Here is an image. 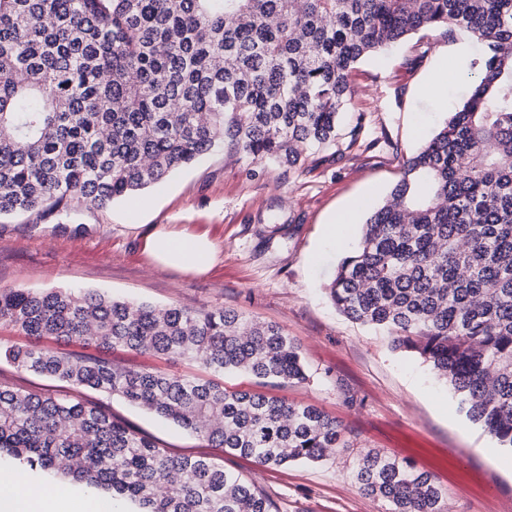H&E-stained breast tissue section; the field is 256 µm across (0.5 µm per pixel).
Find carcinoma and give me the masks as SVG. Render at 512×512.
Instances as JSON below:
<instances>
[{"mask_svg":"<svg viewBox=\"0 0 512 512\" xmlns=\"http://www.w3.org/2000/svg\"><path fill=\"white\" fill-rule=\"evenodd\" d=\"M440 28L483 47L468 94L367 215L329 297L430 365L466 418L512 453V0H0V216L103 208L218 145L297 170L305 149L336 143L364 59ZM0 324L307 379L280 326L222 307L1 288ZM2 359L118 396L262 466L349 448L313 405L38 345L1 347ZM3 450L141 512H277L224 466L171 455L76 397L0 386ZM352 477L388 512H444L435 478L387 454L366 452Z\"/></svg>","mask_w":512,"mask_h":512,"instance_id":"1","label":"carcinoma"}]
</instances>
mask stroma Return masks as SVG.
<instances>
[{
	"label": "stroma",
	"instance_id": "stroma-1",
	"mask_svg": "<svg viewBox=\"0 0 512 512\" xmlns=\"http://www.w3.org/2000/svg\"><path fill=\"white\" fill-rule=\"evenodd\" d=\"M447 70L442 93L422 86L439 60ZM476 52L467 36L426 31L388 46L352 75L355 95L347 139L308 151L301 169L264 164L215 148L136 199L105 208H50L0 217V288H84L157 306L230 308L282 327L298 344L306 381L277 385L241 372L211 375L191 358L165 359L115 346V366L176 376L217 378L245 390L314 405L335 418L350 446L315 462L263 467L225 454L207 441L142 408L92 389L79 397L102 404L135 431L174 456H206L239 473L273 499L279 512H385L352 479L362 451L406 460L435 477L448 512H512V453L466 419L447 385L417 356L392 349L386 332L341 315L328 287L339 261L357 243L370 208L386 196L403 161L461 102L463 77ZM350 214L342 235L326 226ZM185 226L208 232L219 261L194 276L160 268L143 251L154 231ZM39 345L72 356L96 354L92 345L28 336L0 325V346ZM0 384L65 396L60 380L0 361Z\"/></svg>",
	"mask_w": 512,
	"mask_h": 512
}]
</instances>
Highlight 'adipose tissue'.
I'll list each match as a JSON object with an SVG mask.
<instances>
[{
	"label": "adipose tissue",
	"instance_id": "ef3b65f1",
	"mask_svg": "<svg viewBox=\"0 0 512 512\" xmlns=\"http://www.w3.org/2000/svg\"><path fill=\"white\" fill-rule=\"evenodd\" d=\"M144 250L157 265L183 273L202 274L217 261L219 248L207 233L171 228L149 236ZM91 496L76 491H46L35 480L0 483V512H73L90 504Z\"/></svg>",
	"mask_w": 512,
	"mask_h": 512
}]
</instances>
